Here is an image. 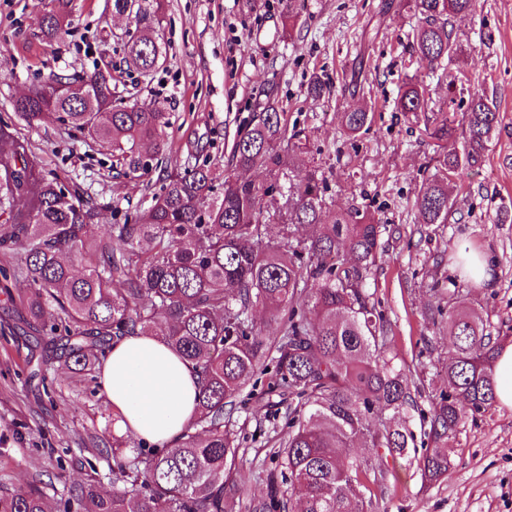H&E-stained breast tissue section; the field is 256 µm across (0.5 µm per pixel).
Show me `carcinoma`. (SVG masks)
<instances>
[{
    "mask_svg": "<svg viewBox=\"0 0 512 512\" xmlns=\"http://www.w3.org/2000/svg\"><path fill=\"white\" fill-rule=\"evenodd\" d=\"M422 24L413 35L417 62L452 61L462 46L448 19L474 12L476 0H413ZM71 0H37L31 27L49 40L69 33ZM166 50L150 25L126 43L125 62L153 69ZM62 85L56 95L45 87ZM250 122L238 132L230 164L260 171L266 184L217 176L207 164L183 170L158 167L166 154L167 114L159 106L118 104L112 74L96 69L78 78L55 75L15 101L19 119L52 117L106 145L141 177L158 170L163 185L150 205L95 238L100 208L46 169L12 122L0 120V255L21 264L0 268V294L19 302L50 336L42 366L86 370L113 341L129 334L159 335L200 377L197 414L173 448L125 457L126 442L112 441V493L96 480L73 482L63 512H239L233 470L240 436L228 418L243 388L265 378V407L286 408L288 431L272 451L280 469L267 474L266 495L252 512H371L373 501L357 470L373 474L382 452L401 456L414 434L407 423H378L377 413H400L411 401L408 376L382 350L385 321L363 284L379 257L380 229L358 210L326 207L324 180L314 171L289 174L277 149L286 138L287 114L275 86L262 92ZM397 108L425 113L431 138L446 141L454 129L431 111L426 90L406 83ZM372 120L362 107L342 113L357 135ZM461 149L444 151L419 189L420 224H446L450 187L464 168L481 165L499 123L496 102L469 98ZM279 191L280 228L270 237L263 200ZM318 226L304 237L299 227ZM85 264L81 274L75 267ZM265 306L275 324L264 334L253 310ZM497 348L482 319L460 308L448 315V390L434 396L427 445L419 458L423 480L439 482L453 464L448 438L463 413H484L496 402ZM369 454L356 452L357 445ZM0 512H51L45 493L0 488Z\"/></svg>",
    "mask_w": 512,
    "mask_h": 512,
    "instance_id": "1",
    "label": "carcinoma"
}]
</instances>
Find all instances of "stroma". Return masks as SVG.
<instances>
[{
	"label": "stroma",
	"mask_w": 512,
	"mask_h": 512,
	"mask_svg": "<svg viewBox=\"0 0 512 512\" xmlns=\"http://www.w3.org/2000/svg\"><path fill=\"white\" fill-rule=\"evenodd\" d=\"M411 0H146L168 52L152 72L127 68L124 45L134 16L114 0H72L68 35L48 41L30 27L33 0H0V116L14 117V101L54 75L91 72L112 64L116 96L158 104L169 117L168 157L186 167L207 163L224 172L232 140L256 98L275 84L288 114L297 171L317 170L327 207L372 214L381 226L383 255L365 286L387 322L385 349L411 384L410 427L424 442L423 413L446 388L448 326L441 310L465 307L483 320L497 344L512 343V0H477L475 11L452 18L464 51L445 71L417 62L412 37L421 20ZM321 77L329 92L318 102L305 88ZM424 87L433 107L463 126L470 95L493 96L500 123L480 167L462 170L444 224H422L414 207L420 185L434 173L438 153L423 120L395 109L400 87ZM373 119L358 136L344 134L340 116L361 105ZM48 169L68 175L101 209L99 235L125 212L148 205L161 183L119 175L109 148L58 123H18ZM489 254L488 283L467 278L459 253ZM24 309L0 295V487L35 485L56 502L67 484L93 477L112 488L114 461L97 445L114 437L116 417L97 372L58 368L48 387L29 379L43 346L23 322ZM258 388L246 387L232 423L241 440L237 481L244 499L267 492L268 452L286 428L269 418ZM454 462L447 476L425 488L418 453L384 456L375 512H512V410L493 406L465 415L448 442Z\"/></svg>",
	"instance_id": "obj_1"
}]
</instances>
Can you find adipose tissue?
Here are the masks:
<instances>
[{"mask_svg":"<svg viewBox=\"0 0 512 512\" xmlns=\"http://www.w3.org/2000/svg\"><path fill=\"white\" fill-rule=\"evenodd\" d=\"M99 379L117 420V433L160 448L173 446L193 422L200 379L159 336L114 341Z\"/></svg>","mask_w":512,"mask_h":512,"instance_id":"1","label":"adipose tissue"}]
</instances>
